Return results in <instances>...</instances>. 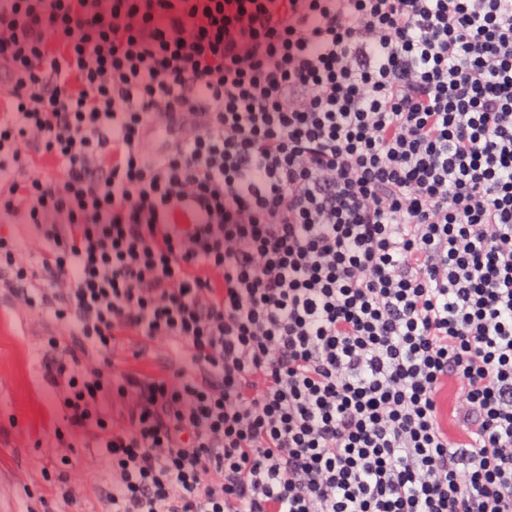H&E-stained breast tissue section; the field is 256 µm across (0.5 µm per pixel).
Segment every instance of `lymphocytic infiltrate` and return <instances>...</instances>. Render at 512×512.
<instances>
[{"label":"lymphocytic infiltrate","instance_id":"lymphocytic-infiltrate-1","mask_svg":"<svg viewBox=\"0 0 512 512\" xmlns=\"http://www.w3.org/2000/svg\"><path fill=\"white\" fill-rule=\"evenodd\" d=\"M0 67L99 512H512V0H0Z\"/></svg>","mask_w":512,"mask_h":512}]
</instances>
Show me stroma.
<instances>
[{"mask_svg":"<svg viewBox=\"0 0 512 512\" xmlns=\"http://www.w3.org/2000/svg\"><path fill=\"white\" fill-rule=\"evenodd\" d=\"M68 333L0 295V512H59L58 491L76 494L70 512H96L97 479L83 470L95 454L91 435H69L42 377L48 337Z\"/></svg>","mask_w":512,"mask_h":512,"instance_id":"1","label":"stroma"}]
</instances>
